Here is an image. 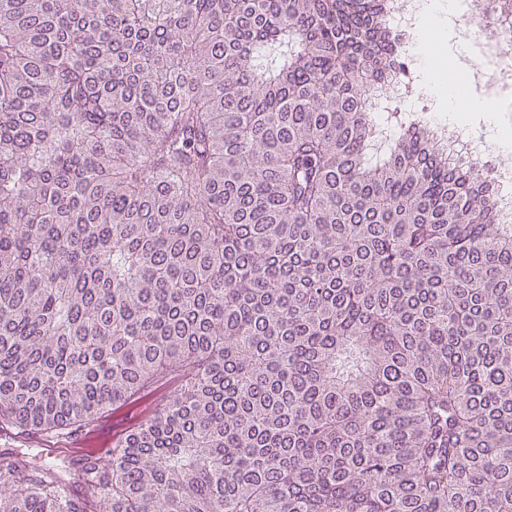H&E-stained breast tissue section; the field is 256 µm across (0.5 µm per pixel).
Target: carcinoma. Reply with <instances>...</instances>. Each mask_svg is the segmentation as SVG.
<instances>
[{"label":"carcinoma","instance_id":"obj_1","mask_svg":"<svg viewBox=\"0 0 512 512\" xmlns=\"http://www.w3.org/2000/svg\"><path fill=\"white\" fill-rule=\"evenodd\" d=\"M387 0H0V418L180 387L0 512H512V225ZM391 8L387 13L389 26L399 39L401 70L393 76L392 92L400 100L415 98L422 100L426 93L422 85L426 72L420 53V6L423 0H389Z\"/></svg>","mask_w":512,"mask_h":512}]
</instances>
